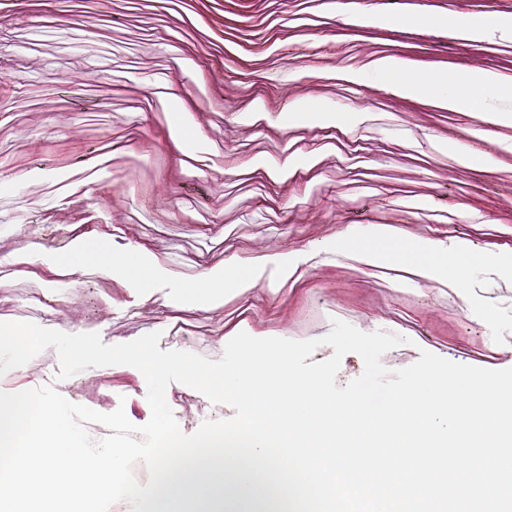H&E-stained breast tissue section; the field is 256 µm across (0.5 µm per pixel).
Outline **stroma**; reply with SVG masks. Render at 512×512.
Returning a JSON list of instances; mask_svg holds the SVG:
<instances>
[{"mask_svg":"<svg viewBox=\"0 0 512 512\" xmlns=\"http://www.w3.org/2000/svg\"><path fill=\"white\" fill-rule=\"evenodd\" d=\"M433 14H512V0H413ZM391 0H0V322L98 333L106 344L160 332V349L223 351L239 332L317 339L331 319L384 330L408 344L383 364L421 351L454 362L512 367V271L471 256L512 249V152L484 168L447 142L512 139V125L451 112L427 98L354 82L371 62L413 59L423 75L488 68L512 76V39L464 44L417 26L372 27ZM80 81L70 92L67 78ZM316 102L358 112L350 128L293 123ZM184 112L189 136L174 128ZM385 224L404 237L462 249L461 282L422 280L406 268L362 266L352 238ZM105 234L114 256L146 278L109 266L50 272L45 258L79 237ZM333 248L322 259L321 245ZM298 258L287 279L272 259ZM228 263L257 269L255 285L222 305L186 303L193 281ZM47 348L8 383L59 379ZM64 396L101 413L151 416L134 367L91 368ZM183 432L235 414L170 384Z\"/></svg>","mask_w":512,"mask_h":512,"instance_id":"obj_1","label":"stroma"}]
</instances>
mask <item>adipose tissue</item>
I'll return each instance as SVG.
<instances>
[{
	"label": "adipose tissue",
	"mask_w": 512,
	"mask_h": 512,
	"mask_svg": "<svg viewBox=\"0 0 512 512\" xmlns=\"http://www.w3.org/2000/svg\"><path fill=\"white\" fill-rule=\"evenodd\" d=\"M371 24L402 25L416 24L437 27L448 31L449 35L462 42L485 39L489 33L497 31L512 34V15H501L490 19H475L465 16H429L418 14L408 8L384 12L371 17ZM373 71L387 83L393 93L408 97H433L451 110L476 113L483 120L512 125V113L498 111L492 102L498 98L512 96V77L496 71L477 68L467 76H459L453 69L440 71L436 77L424 80L418 77L411 62L394 57H384L375 61ZM357 251L365 253L371 264L382 266L393 257L407 258L411 268L424 276L438 279L455 272L463 276V269L452 268L448 262L451 249L420 239H396L386 228H377L370 242L356 243ZM248 277L242 267L226 268L223 272L211 275L185 290V297L193 304L211 303L222 300L225 292L239 287Z\"/></svg>",
	"instance_id": "obj_1"
}]
</instances>
